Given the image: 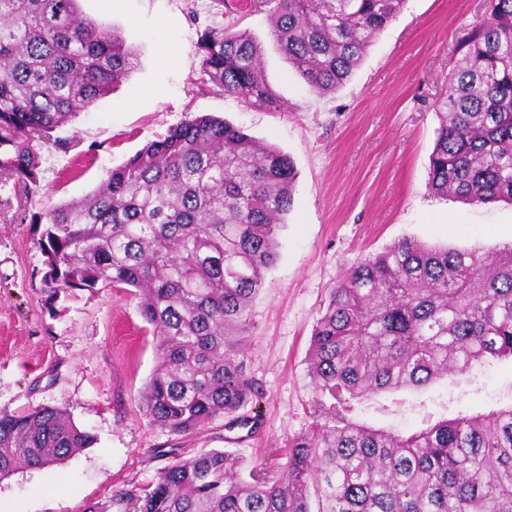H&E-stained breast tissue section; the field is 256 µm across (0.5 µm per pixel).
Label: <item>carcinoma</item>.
<instances>
[{"label": "carcinoma", "mask_w": 512, "mask_h": 512, "mask_svg": "<svg viewBox=\"0 0 512 512\" xmlns=\"http://www.w3.org/2000/svg\"><path fill=\"white\" fill-rule=\"evenodd\" d=\"M78 0H0V180L29 196L36 145L89 111L136 65ZM406 0H262L282 52L320 93L342 85ZM200 83L269 111L285 105L247 33L201 36ZM436 106L430 188L512 205V0H485ZM291 158L208 114L151 141L42 224L46 304L126 285L156 338L140 402L173 435L240 414L260 386L245 369L249 307L277 260L292 203ZM512 358V245L458 249L403 239L347 270L314 328L308 374L321 420L288 439L276 474L230 451L179 458L125 493L133 512H512V407L401 434L350 422L349 403L421 387L480 360ZM90 444L66 409L0 415V479Z\"/></svg>", "instance_id": "carcinoma-1"}]
</instances>
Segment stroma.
<instances>
[{"mask_svg": "<svg viewBox=\"0 0 512 512\" xmlns=\"http://www.w3.org/2000/svg\"><path fill=\"white\" fill-rule=\"evenodd\" d=\"M82 15L119 33L137 55L130 76L90 111L41 143L40 186L18 208L0 183V413L65 408L92 437L64 463L22 467L0 480V512H85L154 482L173 456L212 450L284 463L279 448L316 422L308 375L312 331L342 273L408 238L451 247L512 243V206L471 205L434 194L429 157L458 45L481 20L484 0H407L335 92L314 91L280 52L265 14L219 0H78ZM233 27L262 46L261 67L286 100L277 112L199 85L205 29ZM202 114L230 121L288 153L297 178L277 232L278 258L251 309L246 370L263 387L248 414L258 432L218 416L175 436L152 424L140 393L157 360L133 288L76 292L45 302L43 256L27 212L96 190L112 168L173 126ZM72 141L69 150L57 140ZM512 406V359L473 364L418 389L351 403L352 421L412 433L437 421Z\"/></svg>", "mask_w": 512, "mask_h": 512, "instance_id": "obj_1", "label": "stroma"}]
</instances>
